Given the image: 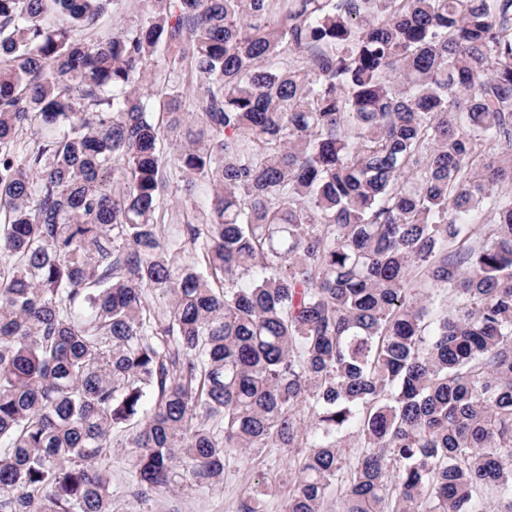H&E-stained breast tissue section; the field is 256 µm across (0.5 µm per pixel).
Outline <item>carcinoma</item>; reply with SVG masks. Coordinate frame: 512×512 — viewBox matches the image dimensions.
<instances>
[{
  "instance_id": "obj_1",
  "label": "carcinoma",
  "mask_w": 512,
  "mask_h": 512,
  "mask_svg": "<svg viewBox=\"0 0 512 512\" xmlns=\"http://www.w3.org/2000/svg\"><path fill=\"white\" fill-rule=\"evenodd\" d=\"M111 3L0 0V512H112V447L147 493L298 449L245 512H512V0H146L87 41ZM163 151V162L165 164V172L168 177V188L165 194L161 197L159 208L156 216L161 223H169L171 212L174 211L178 202L184 194V182L182 178L175 175V168L177 167V151L176 148L164 142L161 146Z\"/></svg>"
}]
</instances>
